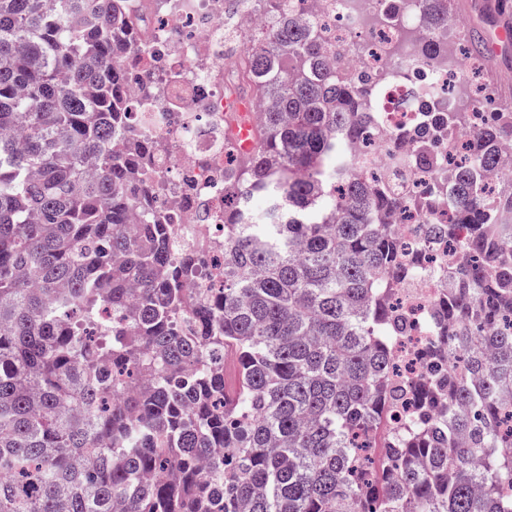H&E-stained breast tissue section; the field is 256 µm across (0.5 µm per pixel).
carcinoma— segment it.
Masks as SVG:
<instances>
[{
    "mask_svg": "<svg viewBox=\"0 0 512 512\" xmlns=\"http://www.w3.org/2000/svg\"><path fill=\"white\" fill-rule=\"evenodd\" d=\"M425 2L448 30V0ZM134 38L128 0H0V512H512V180L484 186L512 112L484 95L453 215L405 255L403 188L354 175L380 90L279 19L234 69L263 112L251 152L224 137V284L192 291L198 249L148 204L171 147L126 127L159 103L129 94ZM412 46L453 63L444 39ZM412 98L396 163L409 144L439 169L434 136L467 113ZM443 244L469 262L439 268L401 372L394 298Z\"/></svg>",
    "mask_w": 512,
    "mask_h": 512,
    "instance_id": "carcinoma-1",
    "label": "carcinoma"
}]
</instances>
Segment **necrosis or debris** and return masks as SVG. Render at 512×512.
<instances>
[{"label":"necrosis or debris","instance_id":"1","mask_svg":"<svg viewBox=\"0 0 512 512\" xmlns=\"http://www.w3.org/2000/svg\"><path fill=\"white\" fill-rule=\"evenodd\" d=\"M384 0H326L311 23L333 33L337 52L350 72L368 74L372 81L391 75L392 98L382 115L384 140L376 154L363 157L359 169L367 173L377 165H390L391 134L412 127L420 118L410 111L406 95L417 77L440 86L462 81V74H449L444 67H422L416 61L405 33H430L422 0H413L402 21V32L380 38L371 53H355L353 45L369 32L367 20L382 11ZM133 25L140 32L130 53L135 88L155 86L162 97L157 111L141 112L136 125L156 140L175 146L164 172L158 201L173 209L177 242L196 247L224 239V0H155L152 8L142 0H130ZM179 69L182 81L167 82L169 69ZM190 183L194 202L178 205L183 183ZM444 288L430 273L420 274L413 288L398 300L414 322L403 338L400 354L414 360L425 345L434 307Z\"/></svg>","mask_w":512,"mask_h":512}]
</instances>
